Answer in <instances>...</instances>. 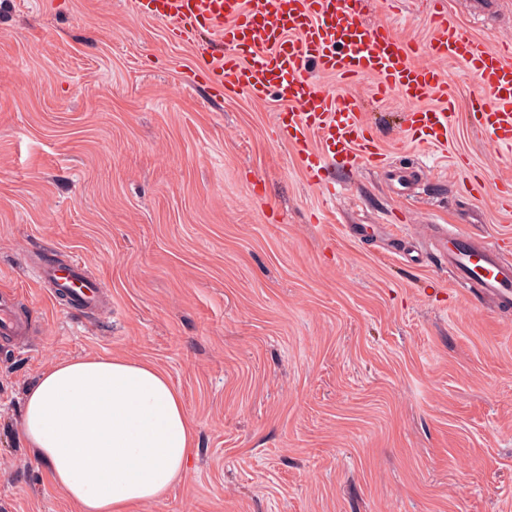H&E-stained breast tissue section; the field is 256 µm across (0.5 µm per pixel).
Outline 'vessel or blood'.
<instances>
[{"label": "vessel or blood", "instance_id": "1", "mask_svg": "<svg viewBox=\"0 0 512 512\" xmlns=\"http://www.w3.org/2000/svg\"><path fill=\"white\" fill-rule=\"evenodd\" d=\"M136 14L163 23L168 38L197 43L214 94L247 92L256 102L276 96L288 105L277 123L302 156L311 182L337 196L327 176L329 165L351 168L378 163L379 144L348 94L326 90L308 74L316 63L323 74L353 80L372 75L373 92L387 97L401 91L410 101L404 115L409 131H423L433 143L446 142L453 115L448 80L434 60L454 58L480 90L471 103L474 127L493 144L512 146V43L492 48L464 36L443 10L431 15L432 36L422 45L425 64H415L407 42L388 26L360 20L364 0H132ZM438 99L440 108L422 103ZM500 238L467 235L456 225L442 226L435 243L453 283L466 297L512 305V262L500 250ZM34 281L70 308L96 311L104 296L85 274L75 254L31 268ZM26 329L10 296L0 297V335L16 338Z\"/></svg>", "mask_w": 512, "mask_h": 512}]
</instances>
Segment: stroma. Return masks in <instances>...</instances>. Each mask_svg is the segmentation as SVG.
Instances as JSON below:
<instances>
[{
    "instance_id": "1",
    "label": "stroma",
    "mask_w": 512,
    "mask_h": 512,
    "mask_svg": "<svg viewBox=\"0 0 512 512\" xmlns=\"http://www.w3.org/2000/svg\"><path fill=\"white\" fill-rule=\"evenodd\" d=\"M471 3L443 0L466 35L512 40V4ZM434 8L365 0L362 20L415 46ZM195 60L130 0H0V292L36 327L0 341V512H79L20 418L85 356L155 364L195 423L186 477L137 512H512V310L461 297L419 235L512 229V147L471 126L463 64H438L442 145L354 80L386 167L332 201L278 133L285 104L213 97ZM62 251L105 309L68 314L30 279Z\"/></svg>"
}]
</instances>
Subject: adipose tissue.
Instances as JSON below:
<instances>
[{"instance_id": "adipose-tissue-1", "label": "adipose tissue", "mask_w": 512, "mask_h": 512, "mask_svg": "<svg viewBox=\"0 0 512 512\" xmlns=\"http://www.w3.org/2000/svg\"><path fill=\"white\" fill-rule=\"evenodd\" d=\"M21 428L80 512H131L184 478L194 423L167 374L126 357L57 362L27 389Z\"/></svg>"}]
</instances>
